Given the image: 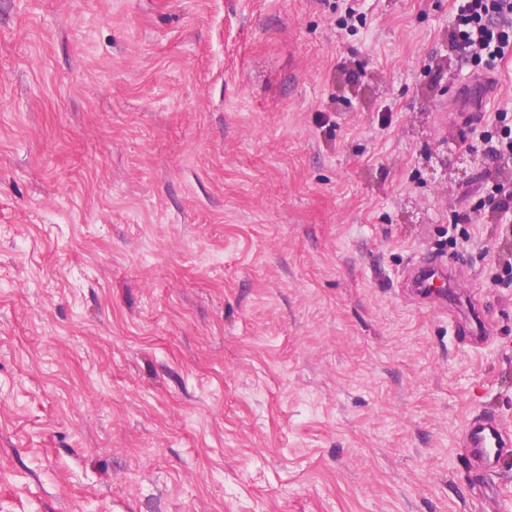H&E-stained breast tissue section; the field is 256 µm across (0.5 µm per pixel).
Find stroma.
<instances>
[{
  "label": "stroma",
  "instance_id": "stroma-1",
  "mask_svg": "<svg viewBox=\"0 0 512 512\" xmlns=\"http://www.w3.org/2000/svg\"><path fill=\"white\" fill-rule=\"evenodd\" d=\"M454 17L0 0V512H512L463 444L512 432V166L420 161L512 116V56L473 84ZM481 153L475 146L460 147L448 151V140L438 141L434 150L421 155L422 165L430 173L435 174L440 168L444 172L448 165V159L455 165V172L459 180H467L471 172L477 167ZM450 156V157H449ZM456 279V271L432 258H423L411 265L406 278L410 288L427 300L439 299L447 306V288Z\"/></svg>",
  "mask_w": 512,
  "mask_h": 512
}]
</instances>
